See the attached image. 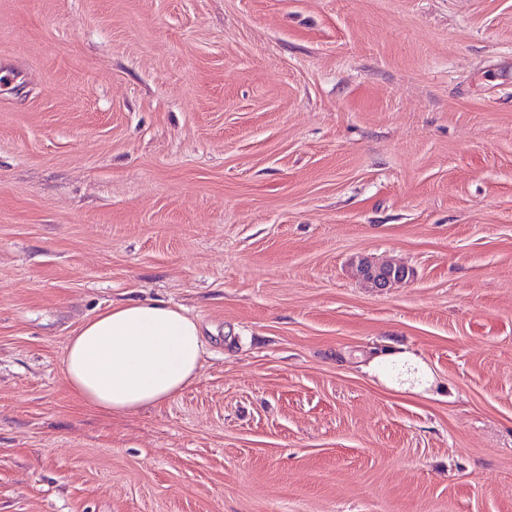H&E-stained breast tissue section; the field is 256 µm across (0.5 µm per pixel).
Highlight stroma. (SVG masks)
I'll return each mask as SVG.
<instances>
[{
	"label": "stroma",
	"instance_id": "35a3bbf8",
	"mask_svg": "<svg viewBox=\"0 0 512 512\" xmlns=\"http://www.w3.org/2000/svg\"><path fill=\"white\" fill-rule=\"evenodd\" d=\"M5 69L0 512H512V0H0ZM131 300L206 353L106 419ZM360 274L367 278L372 288L383 290L391 288L393 284L403 283L408 280L411 273L409 268L400 265L374 262L366 259L359 265ZM205 342L196 319L178 305L129 301L84 321L64 355V384L105 416L162 403L198 376Z\"/></svg>",
	"mask_w": 512,
	"mask_h": 512
}]
</instances>
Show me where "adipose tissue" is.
<instances>
[{
  "instance_id": "adipose-tissue-1",
  "label": "adipose tissue",
  "mask_w": 512,
  "mask_h": 512,
  "mask_svg": "<svg viewBox=\"0 0 512 512\" xmlns=\"http://www.w3.org/2000/svg\"><path fill=\"white\" fill-rule=\"evenodd\" d=\"M205 342L196 319L178 305L129 301L84 321L64 355V384L106 416L162 403L192 384Z\"/></svg>"
}]
</instances>
